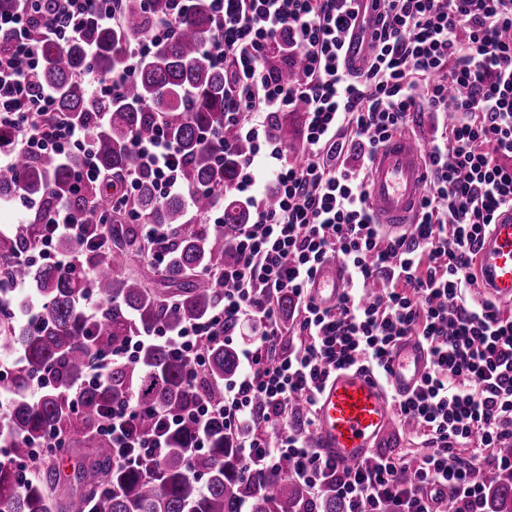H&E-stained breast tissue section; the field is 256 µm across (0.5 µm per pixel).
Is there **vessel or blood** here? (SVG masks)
<instances>
[{"label":"vessel or blood","mask_w":512,"mask_h":512,"mask_svg":"<svg viewBox=\"0 0 512 512\" xmlns=\"http://www.w3.org/2000/svg\"><path fill=\"white\" fill-rule=\"evenodd\" d=\"M348 65L365 67L369 48L348 35L343 48ZM426 183L421 143L406 135L394 136L375 156L368 180L374 214L389 231L409 228ZM477 275L484 294L512 304V209L496 217L483 240ZM347 283L340 260L323 263L312 281L311 292L322 306L334 305ZM428 366V353L416 339L402 340L391 356V373L379 383L368 372L348 367L336 371L318 396L316 447L337 465L350 467L369 457L392 421L390 395L406 396L420 384Z\"/></svg>","instance_id":"vessel-or-blood-1"}]
</instances>
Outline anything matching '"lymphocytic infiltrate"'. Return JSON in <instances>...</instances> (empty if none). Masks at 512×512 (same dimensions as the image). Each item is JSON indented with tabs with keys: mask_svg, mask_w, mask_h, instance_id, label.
Segmentation results:
<instances>
[{
	"mask_svg": "<svg viewBox=\"0 0 512 512\" xmlns=\"http://www.w3.org/2000/svg\"><path fill=\"white\" fill-rule=\"evenodd\" d=\"M0 13L11 48L0 53V170L18 155L82 151L79 180L100 176L90 130L57 119V90L35 84L45 42L64 44L86 19L123 23L122 0H54L34 32L38 0H16ZM150 36L138 37L122 67L94 69L75 80L97 101L120 97L154 42L175 34L195 7L207 10L214 39L209 54L228 75L224 124L249 144L235 183L215 198L244 199L251 221L231 240L235 263L211 274L221 298L208 317L170 331L135 332L69 382L72 404L91 388L109 387L112 369L131 364L142 348H165L195 386L211 344L231 341L237 326L253 335L239 350V370L224 384L222 404L197 399L182 413L151 410V431L133 393L113 399L97 431L115 466L157 463L169 436L193 425V447L208 445L214 425L234 443L247 478L287 469L318 494L331 485L345 512H485L478 470L512 471V316L492 300L469 298L476 287L478 247L499 211L512 209V0H384L359 18L354 0H173ZM360 29L372 59L360 71L344 62L347 33ZM298 65L301 81L283 83L281 60ZM303 112V159L288 162L268 136L272 117ZM433 117L426 153L428 187L415 224L400 235L377 224L367 192L375 154L410 129L412 113ZM134 165L115 200L129 209L141 173L163 196L193 203L182 162L164 132L133 144ZM45 243L79 245L105 235L107 218L91 220L58 200L45 217ZM340 259L349 276L337 303L311 294L319 266ZM294 323L284 327L281 304ZM407 337L427 350L429 369L411 396L391 405L414 425L420 453H377L339 467L314 445L317 396L336 370L354 366L386 380L391 354Z\"/></svg>",
	"mask_w": 512,
	"mask_h": 512,
	"instance_id": "lymphocytic-infiltrate-1",
	"label": "lymphocytic infiltrate"
}]
</instances>
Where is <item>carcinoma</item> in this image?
Listing matches in <instances>:
<instances>
[{
	"label": "carcinoma",
	"instance_id": "cac0c4a2",
	"mask_svg": "<svg viewBox=\"0 0 512 512\" xmlns=\"http://www.w3.org/2000/svg\"><path fill=\"white\" fill-rule=\"evenodd\" d=\"M171 6V0H124L123 25L111 29L89 20L66 46L44 48L36 81L59 89V116L90 129L96 162L108 179L76 182L74 173L84 162L80 153L66 160L53 154L23 156L18 179L11 172H0V199L22 190L43 203L42 211L14 225L9 235L0 236L4 280H28L39 306L37 324L25 326L16 319L9 289L0 287V349L23 350L25 365L16 378L18 388L41 372L55 373L60 385L34 403L17 398L7 422L0 425L9 438L11 454V460L0 461V512H241L245 504L249 512H304L309 503L307 489L286 478V462L282 471L260 478V488L248 483L232 441L218 426L212 430L209 448L191 457L187 449L194 429L171 435L154 475L143 467L112 466V450L96 433V424L113 398L133 385L145 409L175 413L194 401V392L184 383L182 362L160 347L145 348L137 362L114 369L108 389L87 391L78 414L61 390L133 329L162 324L176 330L207 317L221 292L204 273L235 262L230 241L248 222L247 205L228 195L223 200V220L192 224L184 200L160 196L152 178L143 174L135 193V208L143 223L112 220L104 251L91 248L87 252V271L35 267L20 259L41 239L45 211L59 198L83 214L106 213L112 203V180L133 165V139L147 140L160 128L183 162L184 180L203 192L193 206L196 216L209 213L214 205L207 191L236 181L237 155L248 151L249 144L224 128L226 77L224 68L209 64L203 53L213 35L205 10L191 11L179 32L156 43L124 99L96 103L74 82L90 60L101 75L121 67L132 41L149 35L154 21L169 13ZM90 45L96 49L91 59ZM100 110L107 111L104 121L99 120ZM301 117L300 112L278 113L268 126L270 139L288 143L291 127ZM219 138L236 143V150L224 154L221 161L216 158ZM152 249L167 258L164 292H153L140 278L123 275L134 258ZM89 290L104 300L93 320L78 305L79 297ZM237 366L234 348H209L204 384L209 401H223L224 380ZM50 430L70 437L75 447L90 449L70 477L57 459L33 456L30 443ZM13 460L35 461L32 470L36 475H21L11 464ZM473 479L484 486L491 512H512V473L491 485L479 471ZM314 507L317 512L345 509L330 486L321 489Z\"/></svg>",
	"mask_w": 512,
	"mask_h": 512
}]
</instances>
